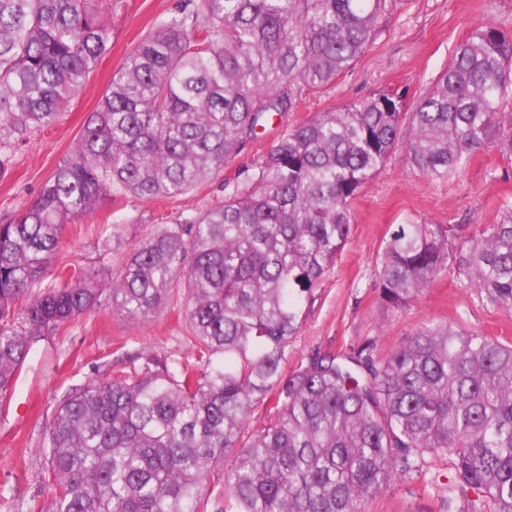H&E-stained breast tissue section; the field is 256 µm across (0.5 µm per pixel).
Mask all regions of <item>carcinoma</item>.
<instances>
[{"label":"carcinoma","mask_w":512,"mask_h":512,"mask_svg":"<svg viewBox=\"0 0 512 512\" xmlns=\"http://www.w3.org/2000/svg\"><path fill=\"white\" fill-rule=\"evenodd\" d=\"M105 0H0V171L54 125L108 51ZM386 0H188L120 63L71 152L0 217V394L30 339L103 306L154 317L187 288L199 365L137 352L45 423L46 512H365L426 458L451 460L440 512H512V344L452 323L385 357L314 349L284 372L303 305L347 242L360 187L405 144L431 179L489 142L512 156V31L485 24L414 102L383 88L288 128L224 201L138 244L105 282L43 285L63 227L131 194L174 197L219 174L274 116L320 93L371 41ZM409 220L378 254L403 306L451 269L512 311V202L494 224ZM40 289L24 308L17 301ZM266 406V421L249 429ZM231 461L224 473V460Z\"/></svg>","instance_id":"1"}]
</instances>
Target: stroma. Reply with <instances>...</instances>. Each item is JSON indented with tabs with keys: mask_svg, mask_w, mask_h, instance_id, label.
<instances>
[{
	"mask_svg": "<svg viewBox=\"0 0 512 512\" xmlns=\"http://www.w3.org/2000/svg\"><path fill=\"white\" fill-rule=\"evenodd\" d=\"M184 2L114 0L105 10L111 30L108 52L59 120L15 149L0 172V215L21 209L39 193L71 151L123 58ZM483 23L512 30V0H387L369 47L335 83L306 96L296 111L273 118L259 140L189 191L170 198L126 196L113 202L111 220L96 213L65 225L48 277L62 268L105 278L118 274L131 250L155 231L223 201L225 183L252 170L288 126L387 86L418 98L459 43ZM506 199L512 201V158L494 144L478 150L464 170L443 180L413 169L405 150L397 149L353 201L350 237L306 307L288 347L289 368H296L312 349L343 353L367 341L386 355L420 328L443 321L512 343V312L482 305L455 274L440 275L416 299L395 307L381 295L377 266L381 245L396 225L410 220L463 224L472 234L496 221ZM184 307L179 286L150 320L99 310L40 343L16 387L15 411L0 413V492L13 496V512H39L54 495L43 478L44 427L56 402L74 386L109 376L115 360L132 350L194 364ZM366 512H439V503L431 484L417 478L392 484L367 503Z\"/></svg>",
	"mask_w": 512,
	"mask_h": 512,
	"instance_id": "35a3bbf8",
	"label": "stroma"
}]
</instances>
